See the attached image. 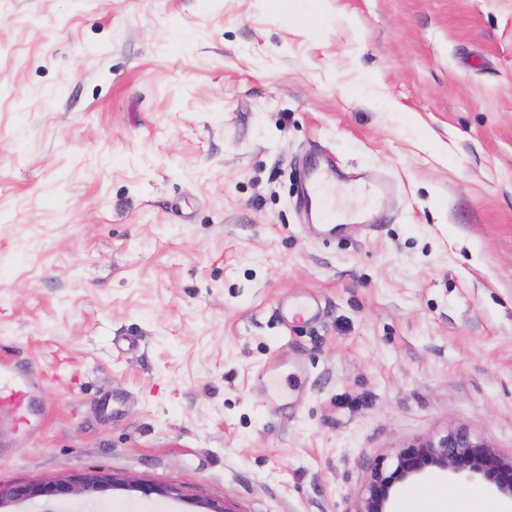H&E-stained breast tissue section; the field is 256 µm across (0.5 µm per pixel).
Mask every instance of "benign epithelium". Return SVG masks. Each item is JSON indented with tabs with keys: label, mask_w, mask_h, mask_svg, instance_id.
I'll return each instance as SVG.
<instances>
[{
	"label": "benign epithelium",
	"mask_w": 512,
	"mask_h": 512,
	"mask_svg": "<svg viewBox=\"0 0 512 512\" xmlns=\"http://www.w3.org/2000/svg\"><path fill=\"white\" fill-rule=\"evenodd\" d=\"M428 475L481 478L500 495L512 499V460L500 456L468 431L455 429L437 439L426 438L402 449L389 470L374 468L357 512H392L396 493ZM115 482L113 476L93 471L77 480L0 485V504L6 499L78 495Z\"/></svg>",
	"instance_id": "obj_1"
}]
</instances>
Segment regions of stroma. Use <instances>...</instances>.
<instances>
[{
	"label": "stroma",
	"mask_w": 512,
	"mask_h": 512,
	"mask_svg": "<svg viewBox=\"0 0 512 512\" xmlns=\"http://www.w3.org/2000/svg\"><path fill=\"white\" fill-rule=\"evenodd\" d=\"M312 154L394 193L319 233ZM2 358L44 413L0 483L128 486L0 512H357L448 429L512 457V0H0Z\"/></svg>",
	"instance_id": "1"
}]
</instances>
